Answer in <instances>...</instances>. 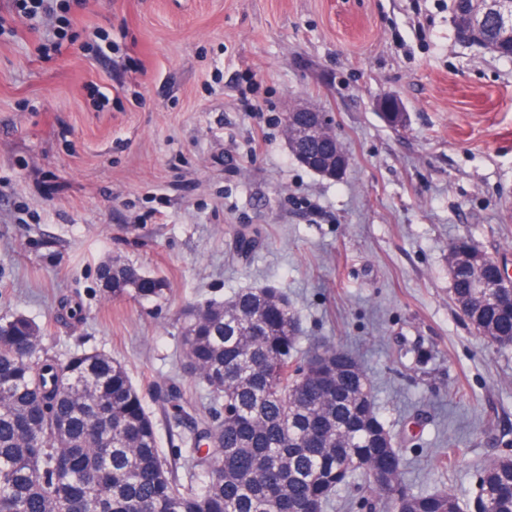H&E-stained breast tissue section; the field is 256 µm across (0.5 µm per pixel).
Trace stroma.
I'll return each mask as SVG.
<instances>
[{
  "label": "stroma",
  "mask_w": 512,
  "mask_h": 512,
  "mask_svg": "<svg viewBox=\"0 0 512 512\" xmlns=\"http://www.w3.org/2000/svg\"><path fill=\"white\" fill-rule=\"evenodd\" d=\"M452 4L86 0L69 49L41 55L55 17L34 30L0 0V314L35 320L60 357L121 361L184 469L157 401L191 383L178 314L275 286L301 350L358 355L407 484L474 499L479 467L512 456V348L455 307L448 249L470 236L512 270V59L460 41ZM391 101L404 126L383 120ZM292 105L329 115L342 178L292 154ZM115 257L166 277L165 299L105 297Z\"/></svg>",
  "instance_id": "35a3bbf8"
}]
</instances>
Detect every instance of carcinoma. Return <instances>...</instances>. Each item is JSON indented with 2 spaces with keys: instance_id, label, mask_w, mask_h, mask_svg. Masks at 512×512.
Segmentation results:
<instances>
[{
  "instance_id": "carcinoma-1",
  "label": "carcinoma",
  "mask_w": 512,
  "mask_h": 512,
  "mask_svg": "<svg viewBox=\"0 0 512 512\" xmlns=\"http://www.w3.org/2000/svg\"><path fill=\"white\" fill-rule=\"evenodd\" d=\"M486 49L512 58L501 19L484 17ZM316 112L289 115L292 154L325 166L333 145L297 131ZM449 252L475 262L454 273L453 299L494 345L512 348V298L490 306L472 288L496 261L470 238ZM107 295L154 303L167 283L114 258L99 267ZM29 317L0 315V512H326L343 490H367L390 512H471L448 491L414 493L356 355L323 344L299 353V316L280 290L246 288L181 312L183 370L222 406L190 418L193 465L179 473L126 367L101 351L60 359ZM490 512H512V456L479 469Z\"/></svg>"
}]
</instances>
